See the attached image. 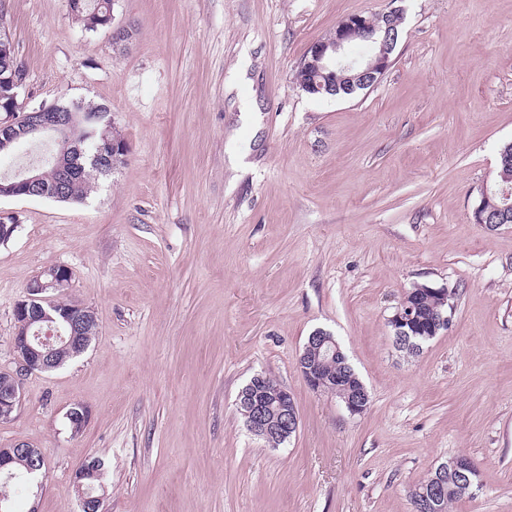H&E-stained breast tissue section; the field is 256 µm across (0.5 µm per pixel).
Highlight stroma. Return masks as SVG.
I'll return each instance as SVG.
<instances>
[{"label":"stroma","instance_id":"stroma-1","mask_svg":"<svg viewBox=\"0 0 512 512\" xmlns=\"http://www.w3.org/2000/svg\"><path fill=\"white\" fill-rule=\"evenodd\" d=\"M392 10L379 84L296 87L341 19ZM112 15L88 32L67 0H0L23 107H107L129 147L84 201H0L18 221L0 244V371L17 368L14 308L35 275L68 266L54 299L98 321L86 352L22 376L0 422V446L45 459L39 504L16 489V512H79L71 477L91 456L105 512H413L417 484L456 456L480 486L450 512H512V227L473 217L512 142V0H112ZM116 26L133 29L126 48ZM422 283L455 290L454 312L409 355L387 320ZM317 329L364 382L363 414L298 371ZM260 372L300 415L277 449L236 409Z\"/></svg>","mask_w":512,"mask_h":512}]
</instances>
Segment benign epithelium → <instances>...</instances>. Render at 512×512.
<instances>
[{
  "instance_id": "obj_1",
  "label": "benign epithelium",
  "mask_w": 512,
  "mask_h": 512,
  "mask_svg": "<svg viewBox=\"0 0 512 512\" xmlns=\"http://www.w3.org/2000/svg\"><path fill=\"white\" fill-rule=\"evenodd\" d=\"M371 26L366 17L355 14L343 18L324 38L315 41L302 60L307 90L317 94L327 90L324 82L325 71L336 68L342 72V79L351 86H375L384 77L393 64V55L389 45L381 44L380 51L363 59H353L345 54V47L363 38L365 30ZM25 76L14 73L7 81L0 84V99L7 97L15 100L18 89L23 86ZM20 107L8 109L5 119H0V152L14 149L21 139H33L46 136L66 126L71 131L70 145H75L79 135L84 131H96V125L103 122L109 126L112 121H103L100 112H85L79 118H60L55 112L46 109H34L17 115ZM43 175L39 169L32 167L12 177L4 178L0 184V199H30L40 190ZM474 219L489 231H496L512 224V202L507 201L498 211V218L492 219L486 214L483 205L474 210ZM72 278L70 269L64 265L54 266L36 276L28 283L26 296L14 309L16 324L13 336V350L18 367L14 372L0 373V421L11 418L16 405L21 399L20 377L34 372H51L58 368L54 358V343L51 341L52 329L67 323L73 329L67 337L68 343L81 349V337L74 329L78 325L95 320L92 311L75 306L59 307L50 293L69 286ZM433 293L448 297V288L430 286L413 288L404 294L403 299L388 318L395 335L426 336L433 338L448 329L450 316L442 313L432 318L421 316L420 302L423 293ZM339 351L336 338L331 333L315 330L304 344L297 360V368L308 386L316 392H325L326 384L319 373L317 363L310 358L311 353ZM368 399L364 387L341 397V402L351 415H360L365 411ZM238 407L243 409L246 427L249 432L260 439L281 435L291 438L299 429V415L293 395L282 387L276 393H269L263 386V377L256 375L238 395ZM20 453L35 455L44 460L41 451L26 442H17L9 448H0V474L10 479L14 474L7 469L11 459Z\"/></svg>"
}]
</instances>
